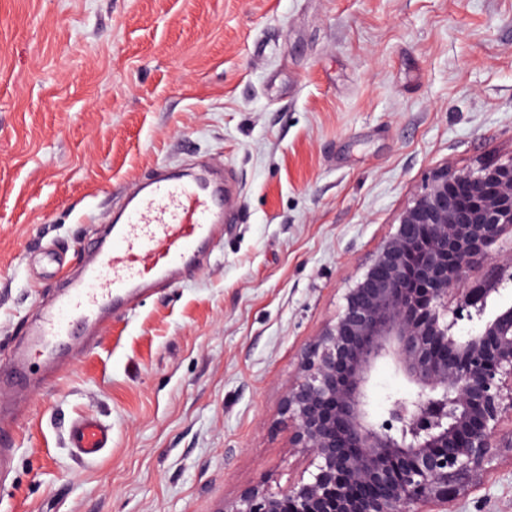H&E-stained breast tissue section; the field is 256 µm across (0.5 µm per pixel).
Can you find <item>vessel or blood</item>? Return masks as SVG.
<instances>
[{
	"label": "vessel or blood",
	"mask_w": 512,
	"mask_h": 512,
	"mask_svg": "<svg viewBox=\"0 0 512 512\" xmlns=\"http://www.w3.org/2000/svg\"><path fill=\"white\" fill-rule=\"evenodd\" d=\"M224 210V183L205 171L187 179L157 176L137 184L108 235L95 239L82 275L68 280L37 308L28 341L42 350L50 371L76 363L60 351L73 323L104 329L113 317L130 311L150 287L193 268L202 246L223 231ZM24 373L18 351H10L0 362V384ZM14 430V424L0 420V475L13 465ZM68 440L89 460L111 447L112 428L94 417H78L69 425Z\"/></svg>",
	"instance_id": "b4317fda"
}]
</instances>
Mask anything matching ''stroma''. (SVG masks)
<instances>
[{
  "mask_svg": "<svg viewBox=\"0 0 512 512\" xmlns=\"http://www.w3.org/2000/svg\"><path fill=\"white\" fill-rule=\"evenodd\" d=\"M512 158V0H0V352L126 189L223 167L205 261L31 391L0 512H221L306 464L282 396L433 168ZM410 385L389 361L371 410ZM112 426L93 461L68 424ZM512 512V450L457 504Z\"/></svg>",
  "mask_w": 512,
  "mask_h": 512,
  "instance_id": "stroma-1",
  "label": "stroma"
}]
</instances>
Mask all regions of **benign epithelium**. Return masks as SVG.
I'll list each match as a JSON object with an SVG mask.
<instances>
[{
    "mask_svg": "<svg viewBox=\"0 0 512 512\" xmlns=\"http://www.w3.org/2000/svg\"><path fill=\"white\" fill-rule=\"evenodd\" d=\"M506 234L512 159L440 164L298 359L281 414L308 477L253 487L224 512H456L465 481L512 448V307L464 341L452 333L512 282V260L498 262ZM475 269L483 280H470ZM385 359L412 391L374 418L369 383Z\"/></svg>",
    "mask_w": 512,
    "mask_h": 512,
    "instance_id": "1",
    "label": "benign epithelium"
}]
</instances>
